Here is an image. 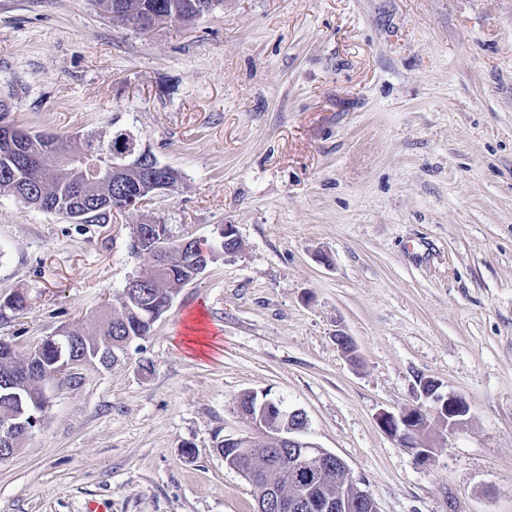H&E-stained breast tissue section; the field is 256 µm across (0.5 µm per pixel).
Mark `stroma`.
<instances>
[{"label": "stroma", "mask_w": 512, "mask_h": 512, "mask_svg": "<svg viewBox=\"0 0 512 512\" xmlns=\"http://www.w3.org/2000/svg\"><path fill=\"white\" fill-rule=\"evenodd\" d=\"M0 101L32 132L131 130L182 175L107 224L0 194V300L29 298L0 339L112 305L152 264L130 225L241 241L50 392L0 512H254L217 450L248 392L303 411L380 512H512V0H222L145 32L0 0ZM424 378L469 405L429 463L377 423Z\"/></svg>", "instance_id": "obj_1"}]
</instances>
